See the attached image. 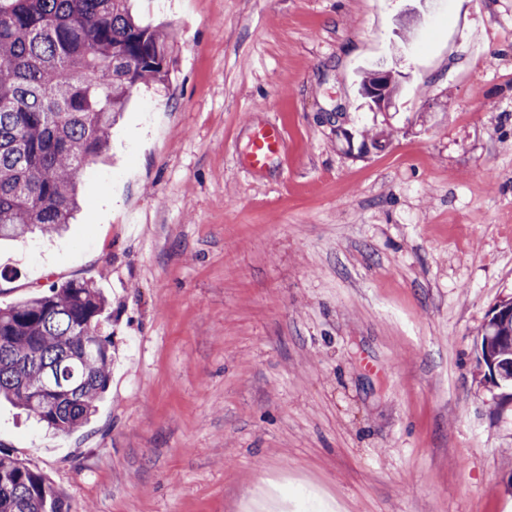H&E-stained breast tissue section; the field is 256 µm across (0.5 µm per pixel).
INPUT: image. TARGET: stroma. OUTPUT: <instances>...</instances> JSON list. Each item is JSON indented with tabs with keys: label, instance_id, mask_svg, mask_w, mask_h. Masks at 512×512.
<instances>
[{
	"label": "stroma",
	"instance_id": "1",
	"mask_svg": "<svg viewBox=\"0 0 512 512\" xmlns=\"http://www.w3.org/2000/svg\"><path fill=\"white\" fill-rule=\"evenodd\" d=\"M135 7L172 26L166 83L65 233L0 242V308L107 299L109 386L70 433L1 401L0 450L74 512H246L268 483L288 512H512V406L476 369L512 297V0ZM399 91V84L391 71L376 70L375 81L362 90L364 97L370 99L379 110L388 109ZM282 141L283 132L278 128L268 127L256 130L250 142L249 165L254 169L264 167L268 159L280 151Z\"/></svg>",
	"mask_w": 512,
	"mask_h": 512
}]
</instances>
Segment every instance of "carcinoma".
I'll use <instances>...</instances> for the list:
<instances>
[{
    "instance_id": "carcinoma-1",
    "label": "carcinoma",
    "mask_w": 512,
    "mask_h": 512,
    "mask_svg": "<svg viewBox=\"0 0 512 512\" xmlns=\"http://www.w3.org/2000/svg\"><path fill=\"white\" fill-rule=\"evenodd\" d=\"M130 0H0V240L55 233L77 209L83 166L102 155L133 91L168 80L170 33ZM105 298L69 281L0 309V397L55 432L94 412L112 339ZM493 345L512 356V320ZM49 386L39 400L31 389ZM0 512H72L41 472L0 453Z\"/></svg>"
}]
</instances>
